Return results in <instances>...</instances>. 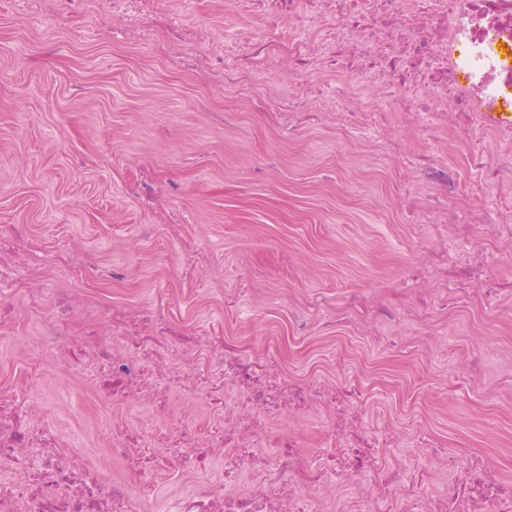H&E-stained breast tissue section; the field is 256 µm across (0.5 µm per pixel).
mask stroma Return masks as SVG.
Segmentation results:
<instances>
[{"instance_id": "stroma-1", "label": "stroma", "mask_w": 512, "mask_h": 512, "mask_svg": "<svg viewBox=\"0 0 512 512\" xmlns=\"http://www.w3.org/2000/svg\"><path fill=\"white\" fill-rule=\"evenodd\" d=\"M187 27L223 39L261 28L240 0H163ZM194 41L156 33L150 43L115 41L79 24L24 17L0 0V228L20 226L12 271L34 292L81 294L71 335L118 334L106 307L146 309L184 335L243 336L258 356L282 350L291 379L359 380L371 397L365 424L432 431L446 455L491 459L512 481V296L502 312L477 296L437 306L439 276L418 278L428 310L391 319L349 314L323 322L350 292L367 306L392 299L432 251L455 250L440 224H410L396 193L414 155L454 162L474 187L452 212H482L492 190L466 163L470 143L454 124L425 131L404 113L362 134L340 124L330 90L276 69L265 88L233 92L188 62ZM304 100L314 121L287 113L275 125L261 99ZM65 253L74 267L29 269L32 252ZM0 399L24 400L31 420L103 476L119 474L109 426L206 427L214 409L176 392L166 407L106 400L78 367L45 361L35 342L45 309L0 292ZM482 349L481 373L468 377ZM270 431L317 459L327 420L267 419Z\"/></svg>"}]
</instances>
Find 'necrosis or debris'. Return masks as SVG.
<instances>
[{
  "mask_svg": "<svg viewBox=\"0 0 512 512\" xmlns=\"http://www.w3.org/2000/svg\"><path fill=\"white\" fill-rule=\"evenodd\" d=\"M21 15L58 21L82 19L86 31L99 30L103 16L120 18L117 35L126 40L153 39L155 17L171 34L205 39V32L184 29L159 9L158 0H98L96 13L82 12V0H15ZM249 12L293 21L288 37L241 32L233 48L214 49L201 58V70L220 60L226 88L269 83L276 66L289 62L298 71L320 74L337 96L346 81L361 74L368 91L344 113L352 127L368 126L384 111L410 112L427 129L454 118L470 143L486 135L512 143V0H247ZM436 264L453 305L477 287H491L490 256L468 245L439 253ZM79 302L57 297L38 348L57 358L70 356L89 377L111 384L113 401L142 398L166 402L180 390L220 411L198 432L190 425L159 431L151 438L115 427L113 460L123 471L102 477L75 458L50 430L35 426L26 410L0 399V468L11 480L0 489V512H143L157 478L166 472L209 473L223 456L224 473L216 483L176 492L173 512H325L324 502L337 488L355 485L356 496L339 500L336 512H512V483L487 459L468 456L444 468L412 471L383 469L382 448L412 444L434 447L426 434L407 436L374 429L361 418L362 394L341 390L319 377L291 381L245 345L205 341L200 349L206 370L185 375L167 360L179 336L147 335L148 316L124 310L112 313L123 334L122 346L96 336H64L60 326ZM234 390L237 404L224 408V393ZM318 409L328 416V453L313 464L292 444L271 439L268 416L302 418ZM447 478L448 490L424 496L422 485Z\"/></svg>",
  "mask_w": 512,
  "mask_h": 512,
  "instance_id": "obj_1",
  "label": "necrosis or debris"
}]
</instances>
